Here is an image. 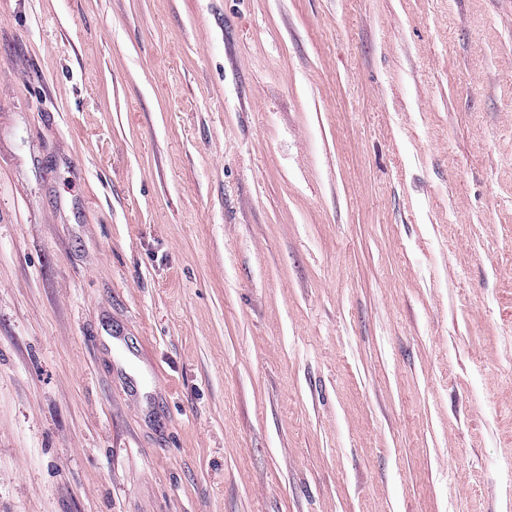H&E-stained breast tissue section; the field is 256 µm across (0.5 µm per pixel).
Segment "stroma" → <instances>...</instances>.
<instances>
[{"mask_svg":"<svg viewBox=\"0 0 512 512\" xmlns=\"http://www.w3.org/2000/svg\"><path fill=\"white\" fill-rule=\"evenodd\" d=\"M0 512H512V0H0Z\"/></svg>","mask_w":512,"mask_h":512,"instance_id":"obj_1","label":"stroma"}]
</instances>
